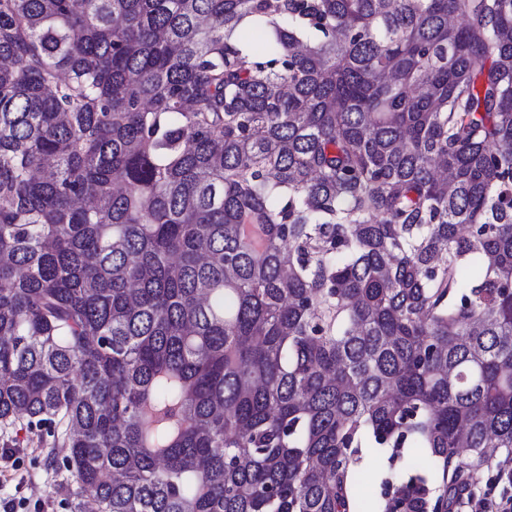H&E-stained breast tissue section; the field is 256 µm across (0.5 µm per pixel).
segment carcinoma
Segmentation results:
<instances>
[{
  "mask_svg": "<svg viewBox=\"0 0 512 512\" xmlns=\"http://www.w3.org/2000/svg\"><path fill=\"white\" fill-rule=\"evenodd\" d=\"M20 429L72 512H355L367 437L448 512L512 460V0H0Z\"/></svg>",
  "mask_w": 512,
  "mask_h": 512,
  "instance_id": "carcinoma-1",
  "label": "carcinoma"
}]
</instances>
